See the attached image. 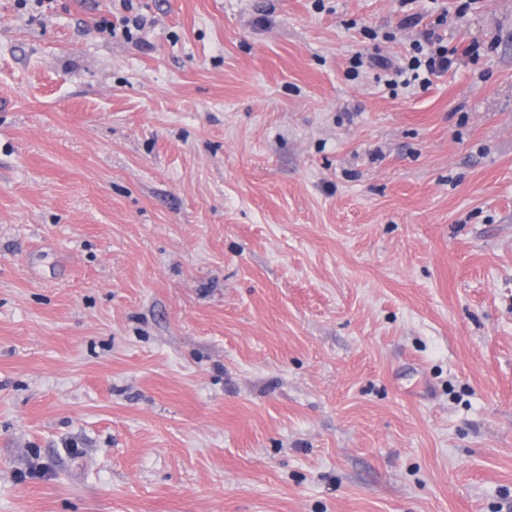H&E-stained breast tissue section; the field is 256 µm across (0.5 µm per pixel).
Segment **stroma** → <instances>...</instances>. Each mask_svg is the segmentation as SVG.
Instances as JSON below:
<instances>
[{
    "label": "stroma",
    "instance_id": "1",
    "mask_svg": "<svg viewBox=\"0 0 512 512\" xmlns=\"http://www.w3.org/2000/svg\"><path fill=\"white\" fill-rule=\"evenodd\" d=\"M134 4L0 0V512H512V0ZM124 8L128 12L127 15L122 17L121 21V33L127 39H132L135 32L141 31L147 24V19L136 12H133L132 0H121ZM424 41L429 46L428 52L424 56V64L419 57H415L407 67L402 64H396L392 59L386 57L374 58V65L395 77H401L409 70H418L422 65L430 75H441L448 72L454 64V53L448 52V49L442 46L441 39L435 35L431 29L423 33Z\"/></svg>",
    "mask_w": 512,
    "mask_h": 512
}]
</instances>
